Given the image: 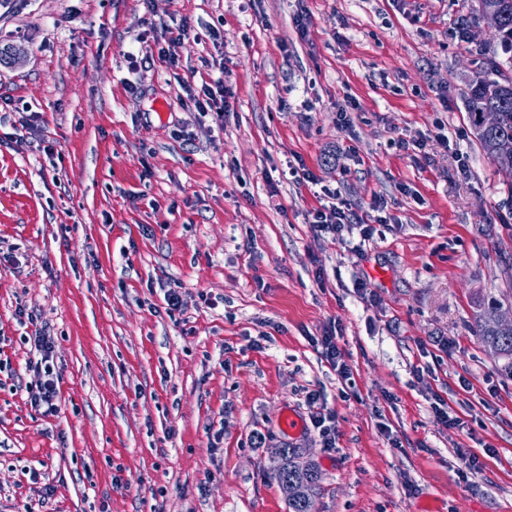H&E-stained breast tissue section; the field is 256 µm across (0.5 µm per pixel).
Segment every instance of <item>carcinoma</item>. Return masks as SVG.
Returning a JSON list of instances; mask_svg holds the SVG:
<instances>
[{"label": "carcinoma", "instance_id": "obj_1", "mask_svg": "<svg viewBox=\"0 0 512 512\" xmlns=\"http://www.w3.org/2000/svg\"><path fill=\"white\" fill-rule=\"evenodd\" d=\"M486 4L497 8L502 14L497 39L506 51L512 52V0H486ZM464 98L469 123L483 154L495 160L501 150L506 148L512 151V77L503 74L499 66L491 61L468 84ZM487 111L501 114L498 127L481 129L479 118ZM476 333L484 346L512 359V332L494 326L488 320V312L478 315ZM297 453L296 448L284 449V457L278 460L275 467V479L291 481L300 476L295 465Z\"/></svg>", "mask_w": 512, "mask_h": 512}]
</instances>
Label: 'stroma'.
Masks as SVG:
<instances>
[{"label": "stroma", "instance_id": "obj_1", "mask_svg": "<svg viewBox=\"0 0 512 512\" xmlns=\"http://www.w3.org/2000/svg\"><path fill=\"white\" fill-rule=\"evenodd\" d=\"M471 4L0 0V48L18 50L0 134L24 109L45 123L23 151L0 142V512H36L44 490L50 512H288L285 446L320 469L316 512H512V360L475 323L480 301L512 306V196L464 102L483 58L512 76V53L461 27ZM186 18L172 73L144 41ZM204 75L236 90L225 118L182 103ZM290 160L317 184L283 179ZM324 189L382 197L392 221L366 242L316 232ZM333 324L347 384L314 343ZM37 326L54 417L27 398ZM313 390L335 447L281 428ZM24 340L38 354L35 360H29L28 363L29 371L38 377L37 384L28 391L30 406L41 411L43 416H56L60 411V386L54 360V340L37 328L24 336Z\"/></svg>", "mask_w": 512, "mask_h": 512}]
</instances>
